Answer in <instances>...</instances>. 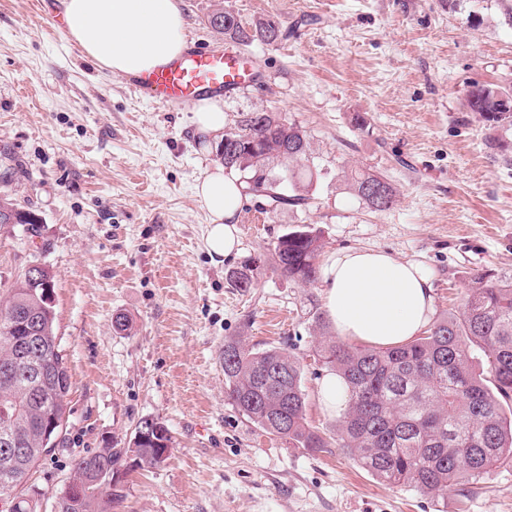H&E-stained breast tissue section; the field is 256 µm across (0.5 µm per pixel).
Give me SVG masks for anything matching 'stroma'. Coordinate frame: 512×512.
I'll return each mask as SVG.
<instances>
[{
	"label": "stroma",
	"mask_w": 512,
	"mask_h": 512,
	"mask_svg": "<svg viewBox=\"0 0 512 512\" xmlns=\"http://www.w3.org/2000/svg\"><path fill=\"white\" fill-rule=\"evenodd\" d=\"M28 3L0 0V197L41 224L35 236L0 224V289L32 262L54 274L72 415L31 478L44 506L75 458L127 447L152 416L171 432L170 456L130 472L108 512H512L511 464L439 497L380 484L339 448L312 453L243 417L217 361L230 338L286 349L303 367L308 423L335 435L339 418L317 399L322 285L273 268L272 243L297 225L320 230L326 254L377 248L418 262L439 315L460 307L475 271H512V126L466 107L472 85H512L502 0H183L188 41L209 48L225 46L207 23L216 9L248 27L279 19L282 38L244 46L260 79L225 98L224 123L282 113L306 132L314 172L307 207L272 213L244 197L239 253L220 264L195 194L218 159L192 134L191 104L139 101ZM355 169L397 186L391 209L349 191ZM255 259L253 288H233L232 272Z\"/></svg>",
	"instance_id": "stroma-1"
}]
</instances>
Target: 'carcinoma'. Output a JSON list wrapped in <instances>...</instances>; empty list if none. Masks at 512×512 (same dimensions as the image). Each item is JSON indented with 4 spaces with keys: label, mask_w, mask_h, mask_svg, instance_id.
I'll return each instance as SVG.
<instances>
[{
    "label": "carcinoma",
    "mask_w": 512,
    "mask_h": 512,
    "mask_svg": "<svg viewBox=\"0 0 512 512\" xmlns=\"http://www.w3.org/2000/svg\"><path fill=\"white\" fill-rule=\"evenodd\" d=\"M224 39L249 44L272 43L282 36L274 18L246 28L230 12L209 17ZM467 107L489 122H512V88L476 85ZM229 141L220 155L224 167L244 174L246 194L263 199L271 211L305 207L311 197L303 181L313 177L309 143L303 130L274 112H243L224 131ZM277 159L288 161V176L273 171ZM354 195L369 209H390L398 188L385 177L362 171L351 176ZM0 224H36L34 212L0 200ZM322 248L320 231L303 226L279 236L271 255L274 270L288 281L313 284ZM39 316L40 346L31 358L43 363L53 380L38 402L30 399L32 379L25 369L0 376V407L20 409L13 431L23 460L5 472L0 465V494L24 485L30 470L51 453L43 440L46 415L66 416L70 377L55 328L53 301L44 289L17 279L0 300V367L14 356L20 332L15 313ZM227 400L252 423L297 448L321 452L331 442L306 417L307 394L298 361L280 347L254 348L239 339L224 342ZM318 356L341 375L349 392L337 429L336 445L386 485H408L443 495L464 481L484 478L490 469L512 461V273H475L464 305L450 310L425 332L406 343L360 347L322 336ZM171 433L153 440H131L126 448H100L79 457L73 482H93L76 497L68 487L56 492V512H102L103 504L122 498L124 478L114 477L126 460L157 467L159 453H169Z\"/></svg>",
    "instance_id": "cac0c4a2"
}]
</instances>
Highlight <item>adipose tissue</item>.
Masks as SVG:
<instances>
[{
    "label": "adipose tissue",
    "mask_w": 512,
    "mask_h": 512,
    "mask_svg": "<svg viewBox=\"0 0 512 512\" xmlns=\"http://www.w3.org/2000/svg\"><path fill=\"white\" fill-rule=\"evenodd\" d=\"M68 33L115 75L165 64L186 47L183 0H62ZM208 213L206 246L220 262L238 253L242 184L223 166L196 186ZM323 301L338 336L388 346L420 334L434 316L432 284L419 263L369 248L343 249L322 265Z\"/></svg>",
    "instance_id": "obj_1"
}]
</instances>
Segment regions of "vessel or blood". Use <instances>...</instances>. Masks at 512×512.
I'll list each match as a JSON object with an SVG mask.
<instances>
[{"mask_svg": "<svg viewBox=\"0 0 512 512\" xmlns=\"http://www.w3.org/2000/svg\"><path fill=\"white\" fill-rule=\"evenodd\" d=\"M257 79L256 68L244 55L195 46L164 65L130 76L127 84L139 99L166 107L228 96Z\"/></svg>", "mask_w": 512, "mask_h": 512, "instance_id": "obj_1", "label": "vessel or blood"}]
</instances>
